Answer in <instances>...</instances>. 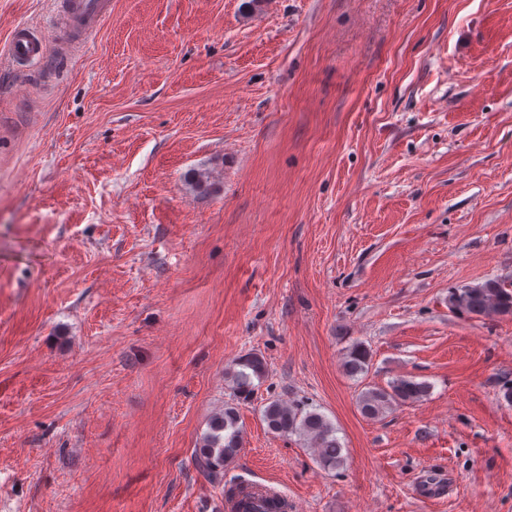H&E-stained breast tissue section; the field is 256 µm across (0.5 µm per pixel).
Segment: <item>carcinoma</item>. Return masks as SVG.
<instances>
[{
	"label": "carcinoma",
	"instance_id": "1",
	"mask_svg": "<svg viewBox=\"0 0 512 512\" xmlns=\"http://www.w3.org/2000/svg\"><path fill=\"white\" fill-rule=\"evenodd\" d=\"M448 305L459 315L469 318L512 316V278H490L465 288H458L448 295ZM372 352L362 342H354L345 350L343 370L350 378L364 376L369 371ZM265 374L263 359L256 353L240 356L227 375L232 381L234 396L250 397L255 381ZM430 385L413 376L397 378L385 386L369 385L356 399L361 416L368 420L381 418L395 405L422 401ZM268 429L280 435H297L306 439L313 448L316 461L327 470L344 465L343 447L336 436V428L326 417L316 411H307L295 402L272 400L262 410ZM242 431L239 427L237 408L224 404L222 413L215 416L210 431L196 449L194 461L197 468L214 481H221L224 466L231 462L242 448ZM237 512H287L285 500L252 498L244 496Z\"/></svg>",
	"mask_w": 512,
	"mask_h": 512
}]
</instances>
